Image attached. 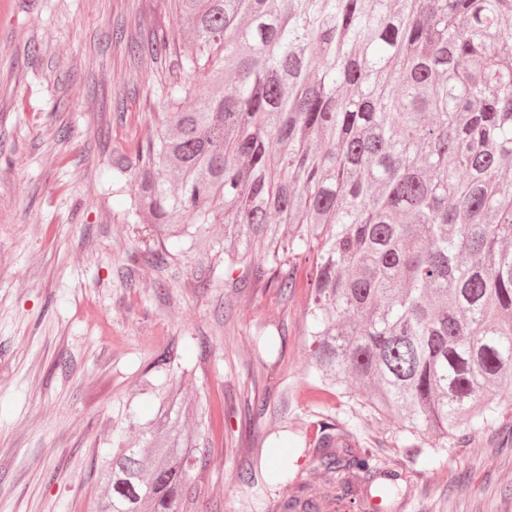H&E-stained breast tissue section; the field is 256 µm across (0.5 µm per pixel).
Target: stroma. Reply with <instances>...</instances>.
<instances>
[{
	"instance_id": "obj_1",
	"label": "stroma",
	"mask_w": 512,
	"mask_h": 512,
	"mask_svg": "<svg viewBox=\"0 0 512 512\" xmlns=\"http://www.w3.org/2000/svg\"><path fill=\"white\" fill-rule=\"evenodd\" d=\"M180 25L164 0H0V512H96L113 427L130 405L151 418L142 380L172 373L208 412L206 459L179 512H279L270 474L283 459L320 512H334L312 455L257 410L275 409L286 386L305 421L321 410L306 378L307 289L284 299L195 288L191 272L212 254L157 268L140 225L126 221L128 192L112 184L116 156L153 133L160 105L147 85L176 73L174 56L135 58L114 32L146 42ZM32 46L39 54L24 64ZM61 126L73 129L68 140L56 137ZM166 351L173 362L158 364ZM354 433L398 476L390 512H512V409L429 468L370 413Z\"/></svg>"
}]
</instances>
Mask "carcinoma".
<instances>
[{
    "label": "carcinoma",
    "mask_w": 512,
    "mask_h": 512,
    "mask_svg": "<svg viewBox=\"0 0 512 512\" xmlns=\"http://www.w3.org/2000/svg\"><path fill=\"white\" fill-rule=\"evenodd\" d=\"M188 24L153 35L181 77L152 138L112 165L127 217L157 243L206 244L224 225L233 288L298 287L313 389L340 403L296 437L342 506L392 505L363 410L430 467L512 408V0H169ZM155 417L128 410L100 469V512H179L205 411L173 377L144 383ZM135 432L133 439L126 432ZM431 434L429 449L418 444ZM282 512H314L288 464Z\"/></svg>",
    "instance_id": "carcinoma-1"
}]
</instances>
